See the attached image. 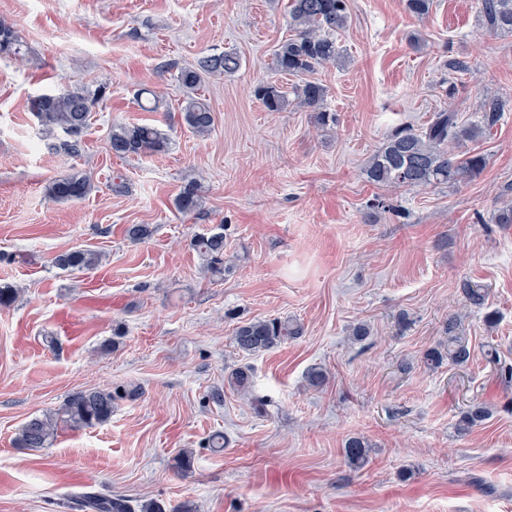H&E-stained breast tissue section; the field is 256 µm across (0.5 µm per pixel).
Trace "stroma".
I'll return each instance as SVG.
<instances>
[{"instance_id": "1", "label": "stroma", "mask_w": 512, "mask_h": 512, "mask_svg": "<svg viewBox=\"0 0 512 512\" xmlns=\"http://www.w3.org/2000/svg\"><path fill=\"white\" fill-rule=\"evenodd\" d=\"M286 7L0 0V19L29 47L21 62L0 53V286L19 290L0 307V512H86L81 493L193 512H512V381L484 357L491 345L512 366V224L493 220L512 204V34L486 30L478 0H434L422 19L401 0H349L336 35L344 56L315 74L336 115L321 127L297 102L270 112L254 95L299 83L274 69L275 46L292 34ZM222 52L240 67L203 76L195 94L215 124L198 137L182 122L177 76ZM452 57L470 72L450 73ZM143 88L160 97L157 111L140 107ZM61 89L98 95L78 158L49 147L30 109ZM488 96L508 107L463 145L485 155L480 176L427 188L367 180L369 157L396 129L422 130L450 105L478 122ZM116 123L160 127L165 152L112 155ZM74 168L95 191L50 200L46 185ZM192 178L202 202L184 214L175 200ZM132 224L151 236L130 241ZM215 232L230 265L221 277L191 246ZM74 248L101 263L57 268ZM467 281L484 288L482 306L463 294ZM452 317L471 356L431 365ZM270 318L298 323L301 336L254 355L235 348L239 325ZM360 323L370 334L358 341ZM241 367L244 391L227 382ZM313 367L322 387L307 381ZM93 387L126 393L109 422L17 445L29 419ZM477 405L490 417L463 427ZM352 437L369 445L360 469L344 458ZM184 449L186 473L175 467Z\"/></svg>"}]
</instances>
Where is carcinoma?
<instances>
[{
    "label": "carcinoma",
    "instance_id": "cac0c4a2",
    "mask_svg": "<svg viewBox=\"0 0 512 512\" xmlns=\"http://www.w3.org/2000/svg\"><path fill=\"white\" fill-rule=\"evenodd\" d=\"M434 0H402L404 11L413 17L429 14ZM480 13L485 27L493 32L512 34V0H480ZM289 23L292 37L281 41L273 52L277 71L290 76H309L341 59V50L334 33L348 22L347 0H290ZM0 52L23 57L28 46L13 26L0 20ZM239 66V59L231 54L219 53L200 58L197 65L180 70L179 81L186 89H195L201 74L232 72ZM255 95L270 112L281 111L287 103L286 92L272 84L256 88ZM326 87L315 79H308L300 86L297 98L303 107L316 112L315 121L320 126L336 122L335 114L323 108ZM93 98L83 90L71 89L47 93L36 97L32 109L50 147L58 153L77 158L83 151V136L90 125ZM506 104L498 98L482 102L484 127L460 123L456 109L444 108L434 114L426 130L417 132L401 128L392 133L374 152L367 168L369 182L382 187H419L429 185H457L473 180L486 166L481 153H458L452 146L474 140L484 130L494 126ZM187 128L203 137L214 126V115L209 105L200 97L187 96L181 104ZM109 151L119 157L151 155L164 151L167 135L152 124H115L107 136ZM90 176L74 171L50 181L46 195L58 203H71L85 199L94 190ZM200 204L195 184L187 185L176 199V207L183 213L194 211ZM192 246L198 252L207 271L223 275L224 233H212L196 238ZM100 253L78 249L59 254L54 259L62 269L93 270L99 266ZM301 327L281 319L255 320L237 327L233 336L238 350L257 353L278 346L300 334ZM446 352L434 350L428 360L440 364L443 358L453 364H464L470 358L468 339L456 332L454 320H448ZM117 395L110 390L88 388L76 391L55 411L28 420L21 428L17 444L22 448H43L54 434L60 421L78 428H91L112 418ZM349 464L360 467L367 460V445L357 437L349 438L344 447ZM82 506L95 512H166L157 501L137 505L123 497H102L85 493L80 496Z\"/></svg>",
    "mask_w": 512,
    "mask_h": 512
}]
</instances>
